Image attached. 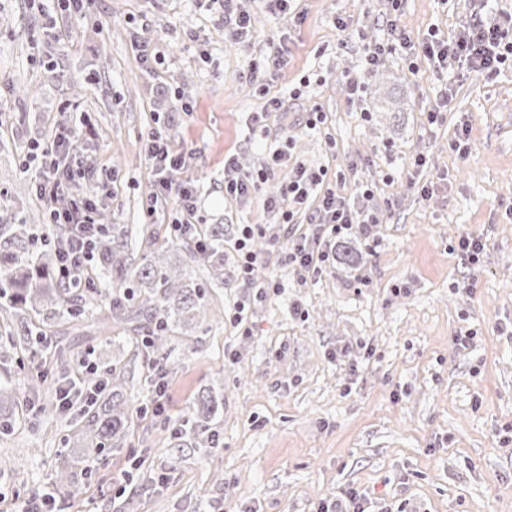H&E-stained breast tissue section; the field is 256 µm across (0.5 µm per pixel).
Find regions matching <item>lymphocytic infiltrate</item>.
Segmentation results:
<instances>
[{
  "instance_id": "1",
  "label": "lymphocytic infiltrate",
  "mask_w": 512,
  "mask_h": 512,
  "mask_svg": "<svg viewBox=\"0 0 512 512\" xmlns=\"http://www.w3.org/2000/svg\"><path fill=\"white\" fill-rule=\"evenodd\" d=\"M421 55L439 70L447 69L452 60L467 62L472 68L488 73L505 66L512 67V12L463 26L450 39L430 37L422 43ZM68 142V134L63 133L52 144L44 146L41 153L50 158V167L32 172L31 179L36 198L48 205V227L65 225L69 228V236L59 248L58 275L65 284L80 288L89 282L87 273L106 227L98 223L89 195L76 194L71 207L63 211L52 206L55 196L73 191L76 181L89 172L83 162H72L64 157ZM146 156L154 173L155 190L147 201L145 216L154 219L159 200H171L168 224L174 234L186 236L197 213L198 197L197 187L181 177L188 155L175 148L169 138L153 132L147 138ZM286 164L291 167L288 183L280 195L267 200V208L280 213L284 223L289 224L294 219L296 207L305 204L309 197H316L318 206L309 219L313 226L311 235L289 239L280 251L282 264L304 269L321 268L329 260L328 252L320 247L322 240L352 228L366 234L373 224L379 223L377 214L355 208L339 195L338 174L326 167L311 170L303 163L291 162L290 149L286 146L270 148L264 167L226 183L225 196L236 199L248 196L267 181L277 167ZM262 232L261 225L242 224L234 241L243 283L254 290L252 297L237 300L233 305V318L239 325L244 323L246 308L251 301L267 296L265 287H254L252 281L254 269L261 261L252 248V241Z\"/></svg>"
}]
</instances>
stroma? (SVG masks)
<instances>
[{
    "mask_svg": "<svg viewBox=\"0 0 512 512\" xmlns=\"http://www.w3.org/2000/svg\"><path fill=\"white\" fill-rule=\"evenodd\" d=\"M243 5L252 22L245 47L204 0H92L53 34L32 0H0V206L24 202L28 223H45L23 171L28 148L81 112L76 142L93 167L98 209L131 225L135 258L150 238L169 235L166 204L155 224L144 222L154 186L143 141L154 130L192 149L197 216L223 225L226 243L224 285L203 330L168 338L163 414L147 408L155 374L141 338L100 326L108 302L87 310L94 329L72 356L100 378L112 365L130 367V425L125 447L82 457L72 497L56 495L55 479L79 455L68 440L81 414L43 412L32 374L14 378L19 406L11 434L0 435V512L43 492L56 512H349V489L366 512H512V68L440 72L399 49L364 69L366 48L389 38L388 19L418 43L512 0H298V27L264 0ZM136 27L161 40L156 74L131 46ZM286 31L288 63L260 92L251 61ZM352 78L364 85L361 100L349 96ZM445 92L447 110L429 122ZM270 94L291 109L287 123L270 122V139L288 136L307 167L341 171L346 199L385 214L371 235L337 238L346 257L319 271L279 260L289 237L308 233L311 214L285 225L266 209L287 169L248 198L224 196L225 182L264 163L245 119ZM314 108L327 120L310 130L298 115ZM228 154L235 168H225ZM247 221L263 225L266 242L254 279L274 275L282 288L251 303L245 335L229 317L244 294L231 243ZM467 234L485 244L478 262L458 251ZM207 386L224 395L215 441L179 447L173 434L191 426Z\"/></svg>",
    "mask_w": 512,
    "mask_h": 512,
    "instance_id": "obj_1",
    "label": "stroma"
}]
</instances>
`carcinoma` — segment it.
<instances>
[{"mask_svg": "<svg viewBox=\"0 0 512 512\" xmlns=\"http://www.w3.org/2000/svg\"><path fill=\"white\" fill-rule=\"evenodd\" d=\"M67 230L57 228L52 236L43 225L29 224L18 213L4 209L0 214V322L21 327L23 335L12 339L15 366L3 368L0 380V425L10 422L19 400L11 384L15 371L26 369L25 345L29 338L40 342L55 326L83 320L84 310L110 296L112 319L123 330L145 333L146 365L154 366L176 328L199 327L207 317L212 300L210 288L224 285V225L201 224L198 236L207 250L183 253L181 239L169 238L133 264L128 236L112 227V238L101 247L97 266L100 280L77 293L57 279L55 241ZM203 267L207 278L191 273L189 265ZM126 370L112 369V385L83 411L70 442L74 448H120L126 441L130 410L125 397ZM224 415V397L203 389L197 401L195 426L179 431L180 445H193L204 437L212 422Z\"/></svg>", "mask_w": 512, "mask_h": 512, "instance_id": "1", "label": "carcinoma"}]
</instances>
